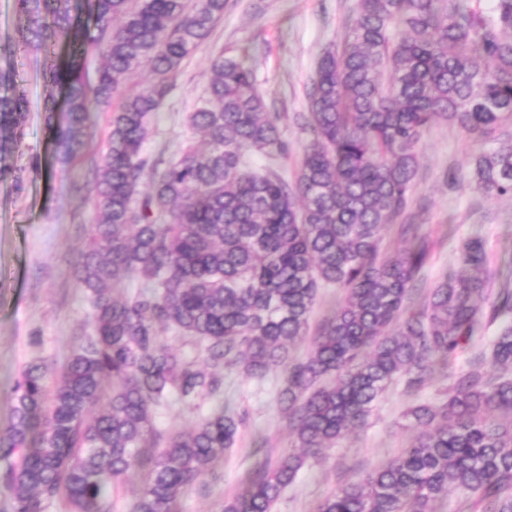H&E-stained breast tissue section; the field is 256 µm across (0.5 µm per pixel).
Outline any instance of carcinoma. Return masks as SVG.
Returning <instances> with one entry per match:
<instances>
[{
	"label": "carcinoma",
	"mask_w": 512,
	"mask_h": 512,
	"mask_svg": "<svg viewBox=\"0 0 512 512\" xmlns=\"http://www.w3.org/2000/svg\"><path fill=\"white\" fill-rule=\"evenodd\" d=\"M91 2L81 52L102 59L96 83L74 61L46 72L67 92L53 133L69 156L83 146L90 105L121 98L76 265L91 325L73 336L61 381L32 362L14 384L0 432V454L17 455L4 474L12 512H112L113 490L135 475L131 512H178L247 420L224 405L225 375L278 370L292 449L259 458L219 510L272 512L307 459L362 426L392 385L420 390L436 361L465 350L487 321L499 323L488 354L502 373L491 379L471 362L448 374L446 402L406 412L419 430L411 445L316 512H436L451 490L473 512H512V290L494 288L483 243L471 240L458 269L414 306L427 237L405 224L412 244L380 251L382 231L409 206L430 126L443 120L487 141L512 121V0H493L487 13L471 0H359L342 40L319 56L300 115L311 138L291 181L251 165L255 153H288L281 115L267 111L251 70L222 53L189 116L204 147L169 161L164 148L145 152L181 64L224 0ZM69 3L17 0L28 19L21 44L50 48L67 36ZM145 65L149 78L127 90ZM25 111L22 96L0 98L1 177ZM472 179L488 198L512 197V142L476 154ZM127 281L137 289L115 294ZM328 287L343 300L297 357ZM174 399L216 405L194 427L165 431L155 416Z\"/></svg>",
	"instance_id": "1"
}]
</instances>
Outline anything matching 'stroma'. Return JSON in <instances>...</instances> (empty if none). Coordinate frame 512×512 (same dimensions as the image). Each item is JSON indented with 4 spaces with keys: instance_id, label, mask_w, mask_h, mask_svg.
<instances>
[{
    "instance_id": "obj_1",
    "label": "stroma",
    "mask_w": 512,
    "mask_h": 512,
    "mask_svg": "<svg viewBox=\"0 0 512 512\" xmlns=\"http://www.w3.org/2000/svg\"><path fill=\"white\" fill-rule=\"evenodd\" d=\"M356 5L357 0H224V14L210 36L183 62L156 117L148 151L164 145L173 153L193 139L187 117L209 84L211 55L221 51L251 68L270 111L283 116L287 156L272 161L254 155L256 167L271 165L292 177L307 140L293 118L307 111V88L321 50L340 41ZM69 7L73 28L47 54L16 47L17 31L27 20L16 0H0V69L15 73L13 85L0 86V96L19 94L28 105L8 159L14 174L0 179V430L10 421L12 389L23 368L42 360L62 370L71 353L70 337L89 312L75 266L96 221L91 170L105 151L109 115L96 108L86 113L88 139L79 157L66 158L55 148L46 106L62 105L64 96L46 81L45 72L67 65L73 46L81 44L88 0H71ZM475 147L467 133L445 122L435 123L419 143L412 212L432 244L421 272L423 288L456 269L460 246L476 237L485 244L496 282L512 281V198L490 199L477 191L470 176ZM451 172L456 175L452 184L447 181ZM444 374L436 367L415 393L392 386L365 426L308 461L273 512H313L322 498L406 448L415 434L406 411L443 399ZM278 383L275 371L262 380L226 375L224 401L247 411V423L214 476L181 498L179 512H218L224 496L241 492L257 448L275 455L287 450L288 426L275 400Z\"/></svg>"
}]
</instances>
